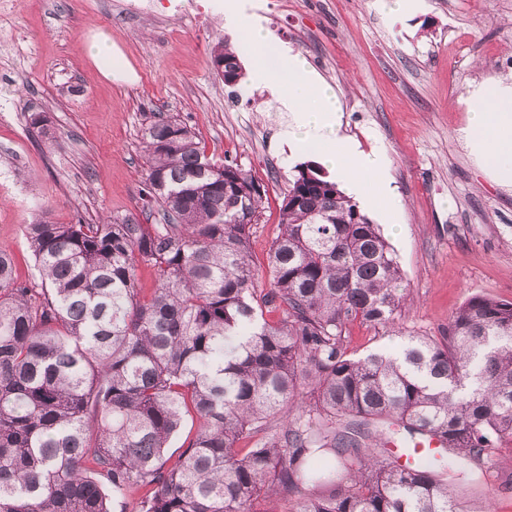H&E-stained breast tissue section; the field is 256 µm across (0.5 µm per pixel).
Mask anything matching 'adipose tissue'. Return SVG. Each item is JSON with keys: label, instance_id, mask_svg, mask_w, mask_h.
Masks as SVG:
<instances>
[{"label": "adipose tissue", "instance_id": "obj_1", "mask_svg": "<svg viewBox=\"0 0 512 512\" xmlns=\"http://www.w3.org/2000/svg\"><path fill=\"white\" fill-rule=\"evenodd\" d=\"M250 77L263 83L275 103L287 112L285 143L302 155L321 159L359 206L375 204L384 215H391L393 195L383 165L358 145L333 137L338 100L304 59L283 50L272 58L260 55L252 64ZM460 135L475 146L483 169L500 179H512V86L497 83L478 88L469 122Z\"/></svg>", "mask_w": 512, "mask_h": 512}]
</instances>
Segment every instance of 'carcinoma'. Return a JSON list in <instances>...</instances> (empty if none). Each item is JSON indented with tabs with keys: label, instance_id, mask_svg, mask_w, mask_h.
<instances>
[{
	"label": "carcinoma",
	"instance_id": "obj_1",
	"mask_svg": "<svg viewBox=\"0 0 512 512\" xmlns=\"http://www.w3.org/2000/svg\"><path fill=\"white\" fill-rule=\"evenodd\" d=\"M211 61L244 79L228 45ZM142 144L141 213L164 223L41 217L31 284L0 250V512H128L136 494L133 512H462L453 463L512 444V302L475 295L441 338L404 335L394 250L312 161L294 166L261 289L264 186L173 117ZM354 322L397 349L350 356ZM429 437L443 457L424 467L387 452Z\"/></svg>",
	"mask_w": 512,
	"mask_h": 512
}]
</instances>
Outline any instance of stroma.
<instances>
[{
	"instance_id": "obj_1",
	"label": "stroma",
	"mask_w": 512,
	"mask_h": 512,
	"mask_svg": "<svg viewBox=\"0 0 512 512\" xmlns=\"http://www.w3.org/2000/svg\"><path fill=\"white\" fill-rule=\"evenodd\" d=\"M256 3L272 43L334 90L338 137L387 164L396 206L390 220L370 218L409 285L406 332L440 336L474 295L512 301V183L489 175L459 135L470 90L512 82V0H414L409 11L392 0ZM101 32L129 78H106L91 59ZM221 40L248 63L252 47L224 30V0H0V250L19 280L38 278L23 233L38 209L57 224L139 214L141 137L161 114L265 186L251 252L266 271L301 157L262 85L236 93L216 75L210 55ZM482 471L456 486L464 512H512V447Z\"/></svg>"
}]
</instances>
